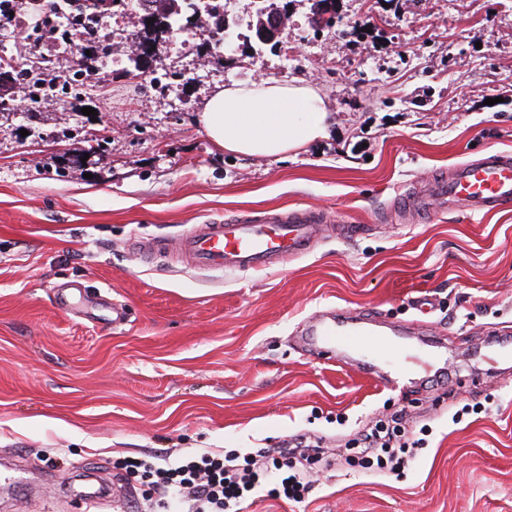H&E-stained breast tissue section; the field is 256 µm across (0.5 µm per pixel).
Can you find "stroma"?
<instances>
[{"mask_svg":"<svg viewBox=\"0 0 512 512\" xmlns=\"http://www.w3.org/2000/svg\"><path fill=\"white\" fill-rule=\"evenodd\" d=\"M312 2L288 0L282 48L258 53H217L203 22L196 60L161 47L163 86L116 72L36 105L18 78L0 95V512H150L123 458L295 434L333 451L395 413L428 429L400 475L335 459L303 501L242 512H512V369L478 357L512 337V211L391 210L431 173L512 150V0H337L324 29ZM266 78L318 89L326 137L278 160L215 149L205 101ZM287 207L367 231L252 272L131 249ZM337 309L423 324L446 374L386 386L307 351L299 332Z\"/></svg>","mask_w":512,"mask_h":512,"instance_id":"35a3bbf8","label":"stroma"}]
</instances>
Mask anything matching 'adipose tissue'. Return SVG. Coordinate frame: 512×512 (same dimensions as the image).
Segmentation results:
<instances>
[{"instance_id":"ef3b65f1","label":"adipose tissue","mask_w":512,"mask_h":512,"mask_svg":"<svg viewBox=\"0 0 512 512\" xmlns=\"http://www.w3.org/2000/svg\"><path fill=\"white\" fill-rule=\"evenodd\" d=\"M198 121L218 149L265 158L300 150L327 132L315 88L273 79L219 90L205 103Z\"/></svg>"}]
</instances>
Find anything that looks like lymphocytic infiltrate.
I'll list each match as a JSON object with an SVG mask.
<instances>
[{
	"label": "lymphocytic infiltrate",
	"mask_w": 512,
	"mask_h": 512,
	"mask_svg": "<svg viewBox=\"0 0 512 512\" xmlns=\"http://www.w3.org/2000/svg\"><path fill=\"white\" fill-rule=\"evenodd\" d=\"M402 428L396 416L388 426L362 431L357 443L363 469L395 474L411 461L413 446L402 441ZM312 445L302 436L289 447L260 452L243 466L237 456L220 453L186 454L160 463L132 458L124 466L134 476L152 475L149 491L159 495L168 512H229L263 488L274 498L304 499L311 487Z\"/></svg>",
	"instance_id": "1"
}]
</instances>
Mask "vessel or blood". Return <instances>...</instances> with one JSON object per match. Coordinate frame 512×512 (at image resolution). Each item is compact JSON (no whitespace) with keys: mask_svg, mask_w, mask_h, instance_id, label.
Instances as JSON below:
<instances>
[{"mask_svg":"<svg viewBox=\"0 0 512 512\" xmlns=\"http://www.w3.org/2000/svg\"><path fill=\"white\" fill-rule=\"evenodd\" d=\"M454 201L464 202L475 214L512 209V152L475 154L399 196L393 207L402 214L420 215L430 212L432 205L445 206ZM333 231L330 216L322 211L309 207L274 208L253 216L192 224L176 241L138 240L134 248L147 257L177 251L189 266L201 271L246 272L280 264L291 255L309 253L321 236ZM309 340L320 353H337L350 346L369 349L378 361L369 366L368 373L384 384H402L437 360L436 354L422 346L397 350L394 338L386 331L361 320L319 321Z\"/></svg>","mask_w":512,"mask_h":512,"instance_id":"1","label":"vessel or blood"}]
</instances>
